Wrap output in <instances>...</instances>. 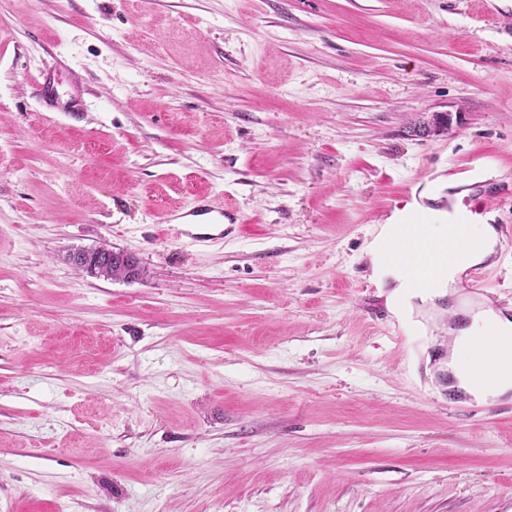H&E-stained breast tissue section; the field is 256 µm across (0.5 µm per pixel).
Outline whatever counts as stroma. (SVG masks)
I'll return each mask as SVG.
<instances>
[{"label": "stroma", "instance_id": "obj_1", "mask_svg": "<svg viewBox=\"0 0 512 512\" xmlns=\"http://www.w3.org/2000/svg\"><path fill=\"white\" fill-rule=\"evenodd\" d=\"M473 160L512 232V0H0V512H512V392L447 400L512 241L400 347L367 254ZM201 202H204L205 204L201 205ZM188 216L204 217L206 219V222H198L197 224H224L225 213L224 208L216 207L207 200H200L195 206L185 213H169L166 221L167 223L172 224L174 221ZM91 256L94 259V262L92 263L93 274L97 275L98 268L102 269L103 267L120 266L124 270L123 278L133 280L138 272V259L134 255L123 251L98 249L84 253H73L70 256V260L73 264H86L87 259ZM140 272L139 267L138 277Z\"/></svg>", "mask_w": 512, "mask_h": 512}]
</instances>
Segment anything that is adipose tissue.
<instances>
[{
    "label": "adipose tissue",
    "mask_w": 512,
    "mask_h": 512,
    "mask_svg": "<svg viewBox=\"0 0 512 512\" xmlns=\"http://www.w3.org/2000/svg\"><path fill=\"white\" fill-rule=\"evenodd\" d=\"M457 225L467 227L468 236L474 246L461 262L439 270L434 291L438 297L455 288L467 268L481 264L493 256L497 245V232L488 217H479L459 208L447 213L443 223L429 225L428 231L431 236L443 238L447 236L449 227ZM490 330L497 333L504 346H512V318L488 308L473 314L470 325L458 331L448 361L460 387L472 390L478 398L496 397L512 390V378H501L483 355L480 338Z\"/></svg>",
    "instance_id": "ef3b65f1"
}]
</instances>
